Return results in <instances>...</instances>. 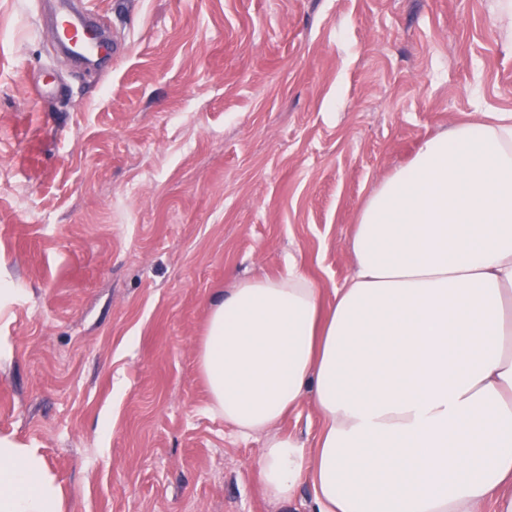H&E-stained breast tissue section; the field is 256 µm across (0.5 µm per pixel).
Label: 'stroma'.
I'll return each instance as SVG.
<instances>
[{"label":"stroma","instance_id":"obj_1","mask_svg":"<svg viewBox=\"0 0 512 512\" xmlns=\"http://www.w3.org/2000/svg\"><path fill=\"white\" fill-rule=\"evenodd\" d=\"M118 53L0 0V435L66 512H313L208 410L214 297L296 262L330 300L359 209L426 136L512 111L499 0H88ZM47 91L38 99L28 84ZM311 402L277 431L315 447Z\"/></svg>","mask_w":512,"mask_h":512}]
</instances>
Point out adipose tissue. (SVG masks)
Returning <instances> with one entry per match:
<instances>
[{"label":"adipose tissue","mask_w":512,"mask_h":512,"mask_svg":"<svg viewBox=\"0 0 512 512\" xmlns=\"http://www.w3.org/2000/svg\"><path fill=\"white\" fill-rule=\"evenodd\" d=\"M354 274L323 303L297 264L211 304L209 406L265 436L258 476L316 512H512V112L424 139L351 235ZM316 448L273 427L305 399ZM0 512H65L42 451L0 437Z\"/></svg>","instance_id":"adipose-tissue-1"}]
</instances>
